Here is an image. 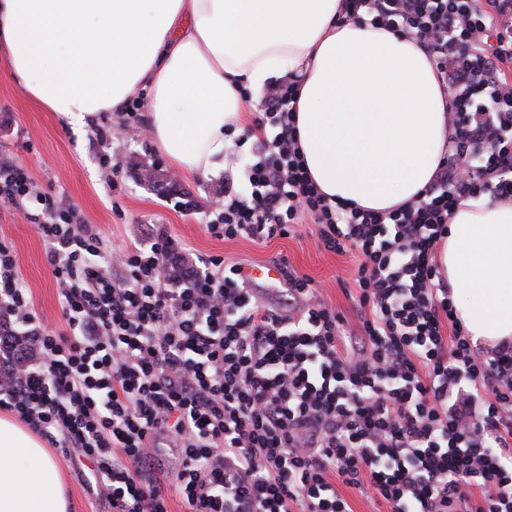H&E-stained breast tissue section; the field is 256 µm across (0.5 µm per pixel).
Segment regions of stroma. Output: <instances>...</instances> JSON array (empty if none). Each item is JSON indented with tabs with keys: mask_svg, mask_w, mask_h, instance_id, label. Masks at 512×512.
<instances>
[{
	"mask_svg": "<svg viewBox=\"0 0 512 512\" xmlns=\"http://www.w3.org/2000/svg\"><path fill=\"white\" fill-rule=\"evenodd\" d=\"M235 154L236 163L204 174L180 175L179 194L164 195L138 177L143 165L164 173L172 170L149 139L130 137L104 148L93 140L91 124L76 125L45 111L0 75V157L21 164L43 193L76 207L103 235L129 240L165 233L184 246L191 261L218 256L247 267L287 258L298 274L312 279L325 302L343 312L349 324H356L357 260L317 248L316 224L301 225L298 234L263 245L242 237L224 240L207 232L208 221L221 208L213 186L227 178L235 187L244 185L243 167L252 150L239 147ZM0 241L12 246L38 315L57 332H66L45 245L33 224L19 211L0 207ZM59 463L71 512H112L108 503L96 498L87 479V461L63 457Z\"/></svg>",
	"mask_w": 512,
	"mask_h": 512,
	"instance_id": "35a3bbf8",
	"label": "stroma"
}]
</instances>
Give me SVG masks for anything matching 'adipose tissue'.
<instances>
[{
    "instance_id": "adipose-tissue-1",
    "label": "adipose tissue",
    "mask_w": 512,
    "mask_h": 512,
    "mask_svg": "<svg viewBox=\"0 0 512 512\" xmlns=\"http://www.w3.org/2000/svg\"><path fill=\"white\" fill-rule=\"evenodd\" d=\"M0 68L83 121L147 92L152 144L175 168L222 167L247 87L297 76V142L332 202H417L448 152V96L419 41L341 17V0H0ZM436 259L472 344L512 343V199L459 201ZM40 436L0 414V512H69Z\"/></svg>"
}]
</instances>
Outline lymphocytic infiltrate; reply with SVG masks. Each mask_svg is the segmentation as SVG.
<instances>
[{"mask_svg":"<svg viewBox=\"0 0 512 512\" xmlns=\"http://www.w3.org/2000/svg\"><path fill=\"white\" fill-rule=\"evenodd\" d=\"M342 12L413 35L435 63L452 115L435 181L387 213L328 202L299 150L291 79L264 93L247 189L225 186L207 230L263 244L313 221L319 248L359 259L356 330L291 268L284 313L239 265L181 266L173 237L114 245L0 159V203L45 243L68 327L37 317L0 241V312L34 345L0 373V406L90 461L112 512L176 499L187 512H352L343 485L391 512H512V345L472 348L436 260L459 200L512 198V0H342Z\"/></svg>","mask_w":512,"mask_h":512,"instance_id":"1","label":"lymphocytic infiltrate"}]
</instances>
